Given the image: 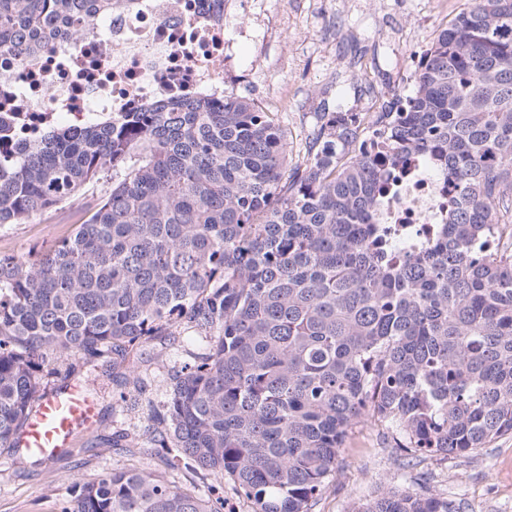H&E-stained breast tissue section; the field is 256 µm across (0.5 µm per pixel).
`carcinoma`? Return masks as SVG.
<instances>
[{
  "label": "carcinoma",
  "mask_w": 512,
  "mask_h": 512,
  "mask_svg": "<svg viewBox=\"0 0 512 512\" xmlns=\"http://www.w3.org/2000/svg\"><path fill=\"white\" fill-rule=\"evenodd\" d=\"M113 0H0V52L24 59ZM378 112H320L300 162L253 101L191 100L0 146V224L112 189L36 260L0 254V450L17 445L58 358L184 332L151 440L191 479L228 476L252 512H309L348 431L394 425L409 454L512 434V0H469ZM428 157L453 209L431 247L392 259L371 223L398 165ZM101 371V370H99ZM101 375L109 376L107 371ZM148 468L76 480L59 512H223ZM362 512H462L388 492Z\"/></svg>",
  "instance_id": "obj_1"
}]
</instances>
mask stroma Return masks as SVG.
Segmentation results:
<instances>
[{
  "label": "stroma",
  "mask_w": 512,
  "mask_h": 512,
  "mask_svg": "<svg viewBox=\"0 0 512 512\" xmlns=\"http://www.w3.org/2000/svg\"><path fill=\"white\" fill-rule=\"evenodd\" d=\"M466 0H237L226 23L227 93L278 113L288 126L293 161H300L320 112H359L369 99L410 94L401 71L411 48L394 41L396 29L420 32L425 49ZM109 180L89 185L62 206L17 224L0 226V253L34 260L72 233L85 211L110 190ZM160 342L130 354L128 366L90 382L76 358L53 364L49 391L78 386L97 412L88 434L38 465L0 454V512H57L73 480L128 467L167 473L166 452L151 441L149 402L163 398ZM137 369L147 383L124 397L125 376ZM394 428L364 420L349 430L336 469L310 512H361L388 491L432 492L460 502L463 512H512V434L464 456L411 457L394 447Z\"/></svg>",
  "instance_id": "stroma-1"
}]
</instances>
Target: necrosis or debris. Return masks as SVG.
<instances>
[{"label":"necrosis or debris","instance_id":"necrosis-or-debris-1","mask_svg":"<svg viewBox=\"0 0 512 512\" xmlns=\"http://www.w3.org/2000/svg\"><path fill=\"white\" fill-rule=\"evenodd\" d=\"M231 0H114L112 13L26 60L0 53V126L38 140L46 128L224 96ZM448 182L424 157L404 162L374 221L401 256L431 244L448 217Z\"/></svg>","mask_w":512,"mask_h":512}]
</instances>
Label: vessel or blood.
I'll use <instances>...</instances> for the list:
<instances>
[{"instance_id": "b4317fda", "label": "vessel or blood", "mask_w": 512, "mask_h": 512, "mask_svg": "<svg viewBox=\"0 0 512 512\" xmlns=\"http://www.w3.org/2000/svg\"><path fill=\"white\" fill-rule=\"evenodd\" d=\"M94 419L95 404L80 388L50 393L35 403L19 445L44 460L54 459L77 432L88 431Z\"/></svg>"}]
</instances>
